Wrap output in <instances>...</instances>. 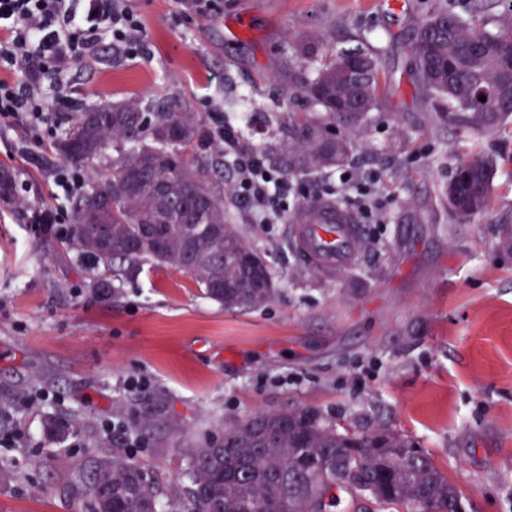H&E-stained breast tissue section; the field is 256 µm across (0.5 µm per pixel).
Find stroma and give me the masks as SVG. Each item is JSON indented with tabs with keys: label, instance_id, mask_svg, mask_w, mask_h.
<instances>
[{
	"label": "stroma",
	"instance_id": "stroma-1",
	"mask_svg": "<svg viewBox=\"0 0 512 512\" xmlns=\"http://www.w3.org/2000/svg\"><path fill=\"white\" fill-rule=\"evenodd\" d=\"M149 51L103 47L74 62L62 92L81 106L177 98L203 122L191 154L217 157L213 110L251 113L241 145H285L278 105L300 51L356 49L376 57L377 111L359 125L349 166L376 191L360 218L362 248L329 274L301 251L290 212L260 223L224 169V206L269 261L277 293L230 312L193 278L147 264L94 288L64 224L28 210L70 208L55 183L52 143L0 125V169L17 203H0V512H85L73 491L90 457L116 451L163 484L182 482L188 451L258 411L310 407L351 431L386 426L428 451L463 494L465 512H512V119L459 132L412 83L413 30L445 4L471 0H224L214 16L182 19L179 0H124ZM252 25L247 41L227 31ZM493 163L483 214L457 221L443 189L458 162ZM76 419L49 439L46 420Z\"/></svg>",
	"mask_w": 512,
	"mask_h": 512
}]
</instances>
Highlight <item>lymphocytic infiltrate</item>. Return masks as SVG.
Here are the masks:
<instances>
[{
	"label": "lymphocytic infiltrate",
	"instance_id": "f902f5d3",
	"mask_svg": "<svg viewBox=\"0 0 512 512\" xmlns=\"http://www.w3.org/2000/svg\"><path fill=\"white\" fill-rule=\"evenodd\" d=\"M106 42L129 56L147 50L139 17L119 0H0V120L22 123L40 140L54 137L47 93L74 61L95 57ZM211 140L234 156L239 194L254 215L278 218L288 186L263 154L241 148L220 114Z\"/></svg>",
	"mask_w": 512,
	"mask_h": 512
}]
</instances>
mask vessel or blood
<instances>
[{"instance_id": "1", "label": "vessel or blood", "mask_w": 512, "mask_h": 512, "mask_svg": "<svg viewBox=\"0 0 512 512\" xmlns=\"http://www.w3.org/2000/svg\"><path fill=\"white\" fill-rule=\"evenodd\" d=\"M302 251L324 271L351 266L361 249V234L354 215L333 205L305 209L295 220Z\"/></svg>"}]
</instances>
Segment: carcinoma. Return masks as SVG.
<instances>
[{
    "mask_svg": "<svg viewBox=\"0 0 512 512\" xmlns=\"http://www.w3.org/2000/svg\"><path fill=\"white\" fill-rule=\"evenodd\" d=\"M484 4L476 0L467 17L444 7L415 29L412 55L428 98L448 120L473 132L492 130L512 117V31L485 28ZM303 81L279 108L288 145L265 146L270 167L291 176L326 175L348 161L353 142L347 128L377 109L375 59L355 51L324 60L315 44L301 50ZM366 62L350 71L345 59ZM486 97L482 102L479 97ZM303 98L308 106L298 111ZM199 113L171 101L156 108L138 98L100 103L78 112L55 143L67 163L87 168L107 147L117 158L107 173L71 204L70 245L93 259L106 282L142 264L188 273L203 295L228 311L270 302L275 294L267 259L228 222L224 191L215 180L222 163L191 159ZM491 165L480 157L460 161L444 188L456 216L469 220L490 201ZM15 176L0 171V201L13 200ZM207 196L205 208L184 207L192 195ZM164 226V247L148 235ZM105 228L112 246L94 242ZM187 495L161 485L139 463L117 453L94 456L74 485L88 512H330L354 479L380 506L416 512H457L462 492L434 459L405 435L380 428L358 434L339 430L310 408L256 412L224 427L223 436L190 452Z\"/></svg>",
    "mask_w": 512,
    "mask_h": 512,
    "instance_id": "obj_1",
    "label": "carcinoma"
}]
</instances>
